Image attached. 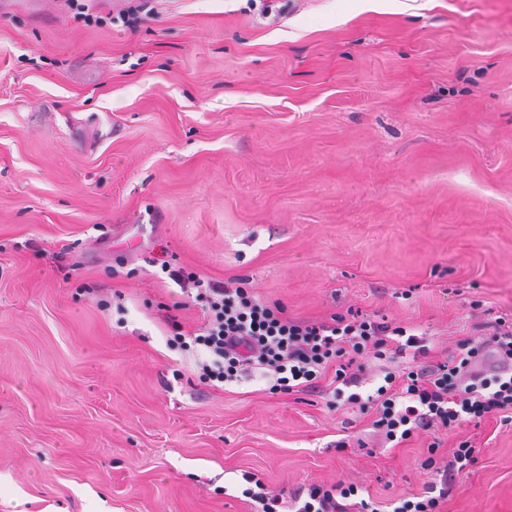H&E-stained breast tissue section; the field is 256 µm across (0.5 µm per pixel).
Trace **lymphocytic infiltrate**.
I'll return each mask as SVG.
<instances>
[{
    "mask_svg": "<svg viewBox=\"0 0 512 512\" xmlns=\"http://www.w3.org/2000/svg\"><path fill=\"white\" fill-rule=\"evenodd\" d=\"M171 279L192 284L204 322L184 335L179 322L170 328L177 341L191 340L206 353L198 365L208 386L238 382L243 374L259 373L268 394L328 393L334 401L358 408L369 426L392 447L415 434L451 430L464 424L497 419L512 421V318L478 324L477 334L458 339L446 360L432 362L423 335L413 328L380 322L361 310H347L321 321L288 317L244 286H231L195 273L174 271ZM493 351L501 367L492 375L474 372V360ZM390 360L398 368L373 382L365 359ZM438 444L424 469L431 476L416 499L395 502L391 512H437L448 487L470 474L477 458L471 442L463 441L446 461L435 458ZM259 512H378L360 498L358 486L341 482L309 485L292 492H273L262 480L243 491Z\"/></svg>",
    "mask_w": 512,
    "mask_h": 512,
    "instance_id": "obj_1",
    "label": "lymphocytic infiltrate"
}]
</instances>
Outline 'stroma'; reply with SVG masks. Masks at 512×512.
Masks as SVG:
<instances>
[{"instance_id":"1","label":"stroma","mask_w":512,"mask_h":512,"mask_svg":"<svg viewBox=\"0 0 512 512\" xmlns=\"http://www.w3.org/2000/svg\"><path fill=\"white\" fill-rule=\"evenodd\" d=\"M84 2L0 15V512H250L251 473L391 503L437 440L477 457L443 512H512V422L391 449L324 395L207 386L155 264L443 357L512 317V0Z\"/></svg>"}]
</instances>
